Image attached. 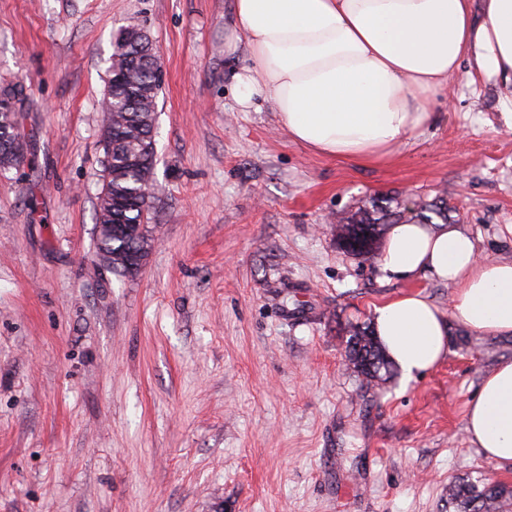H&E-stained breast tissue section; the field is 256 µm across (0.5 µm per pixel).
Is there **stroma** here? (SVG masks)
Segmentation results:
<instances>
[{
    "mask_svg": "<svg viewBox=\"0 0 512 512\" xmlns=\"http://www.w3.org/2000/svg\"><path fill=\"white\" fill-rule=\"evenodd\" d=\"M233 0H0V87L31 145L0 173V512H448L459 477L512 487L465 428L512 335L449 326L446 357L367 383L355 324L451 286L383 279L336 220L370 201H443L481 257L512 258L503 91L460 68L435 119L388 163L289 139L241 111L224 31ZM136 21L163 68L151 250L98 254L102 100L114 34Z\"/></svg>",
    "mask_w": 512,
    "mask_h": 512,
    "instance_id": "stroma-1",
    "label": "stroma"
}]
</instances>
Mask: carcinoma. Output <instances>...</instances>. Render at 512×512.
<instances>
[{
  "mask_svg": "<svg viewBox=\"0 0 512 512\" xmlns=\"http://www.w3.org/2000/svg\"><path fill=\"white\" fill-rule=\"evenodd\" d=\"M161 67L156 53L150 52L134 39L130 25L121 27L112 39V54L109 58L108 74L122 75V82L107 84L103 102L110 115L103 130V142H112L109 167L112 179L108 187L112 194V212L125 224L122 236H111L98 231V251L112 254V269L125 275L135 272L130 251L145 257L151 239L144 215L152 207L153 196L147 191V183L154 180L157 161L154 129L157 98L160 87L156 84V73ZM22 88L0 90V171L17 169L23 163V144L12 138L18 125ZM141 154V163L130 168L123 163L126 151ZM418 223L431 224L433 218L448 221V209L438 203L423 202L419 205ZM399 222L396 214L382 212L376 202L363 206L347 223H337L339 245L354 255H368L375 251L381 234V225ZM348 342L359 351L379 358L374 366L376 377L386 380L392 371V363L386 356L374 331L367 327L353 326L349 330ZM512 499V489L488 483L483 479H461L448 485V507L454 512H501L503 503Z\"/></svg>",
  "mask_w": 512,
  "mask_h": 512,
  "instance_id": "obj_1",
  "label": "carcinoma"
}]
</instances>
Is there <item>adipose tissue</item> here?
Returning <instances> with one entry per match:
<instances>
[{
    "instance_id": "1",
    "label": "adipose tissue",
    "mask_w": 512,
    "mask_h": 512,
    "mask_svg": "<svg viewBox=\"0 0 512 512\" xmlns=\"http://www.w3.org/2000/svg\"><path fill=\"white\" fill-rule=\"evenodd\" d=\"M242 110L271 103L290 139L363 165L389 162L433 118L460 62L512 93V0H234L224 52ZM385 279L451 284L452 320L422 294L374 310L375 332L402 376L447 354L449 325L512 335V259L481 258L458 224L391 225L377 255ZM466 430L486 459L512 467V360L484 379Z\"/></svg>"
}]
</instances>
